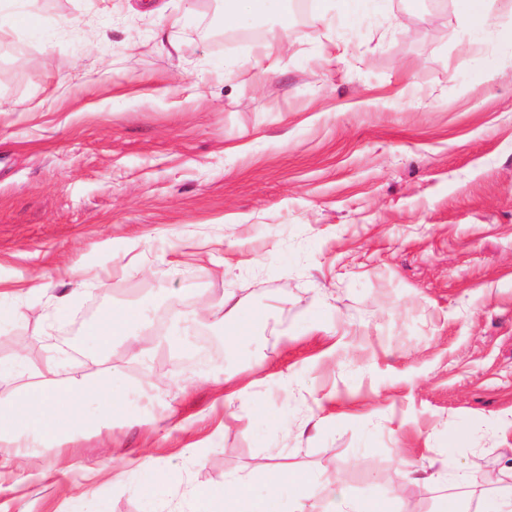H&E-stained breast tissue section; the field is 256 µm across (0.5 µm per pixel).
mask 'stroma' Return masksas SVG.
Returning <instances> with one entry per match:
<instances>
[{
  "mask_svg": "<svg viewBox=\"0 0 512 512\" xmlns=\"http://www.w3.org/2000/svg\"><path fill=\"white\" fill-rule=\"evenodd\" d=\"M486 7L228 23L224 0H33L0 34V359L35 381L64 293L66 373L125 397L13 465L0 512H191L186 488L228 476L264 496L263 457L360 500L414 459L446 478L401 485L402 512L491 508L512 484V0ZM226 296L237 320L163 346ZM139 315L138 310L113 311L108 315L107 324H88L84 329L85 343L95 351H103L112 345L114 336L123 335L129 324Z\"/></svg>",
  "mask_w": 512,
  "mask_h": 512,
  "instance_id": "1",
  "label": "stroma"
}]
</instances>
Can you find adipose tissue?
<instances>
[{
  "mask_svg": "<svg viewBox=\"0 0 512 512\" xmlns=\"http://www.w3.org/2000/svg\"><path fill=\"white\" fill-rule=\"evenodd\" d=\"M138 316L137 310L115 311L106 323H92L84 329V340L93 350L108 349L114 337L125 333ZM122 407L108 388L106 378L88 382L63 376L57 357H49L39 371L37 382L27 384L0 398V461L11 462L29 448H56L61 442L82 435L90 425L111 426ZM258 469L269 475V493L255 497L248 483L225 480L209 491L188 489L197 502L196 512H281L279 489L289 488L295 499H309L310 512H386L396 504L394 490L383 497L363 501L351 499L339 481L312 486L299 474L261 461Z\"/></svg>",
  "mask_w": 512,
  "mask_h": 512,
  "instance_id": "ef3b65f1",
  "label": "adipose tissue"
}]
</instances>
